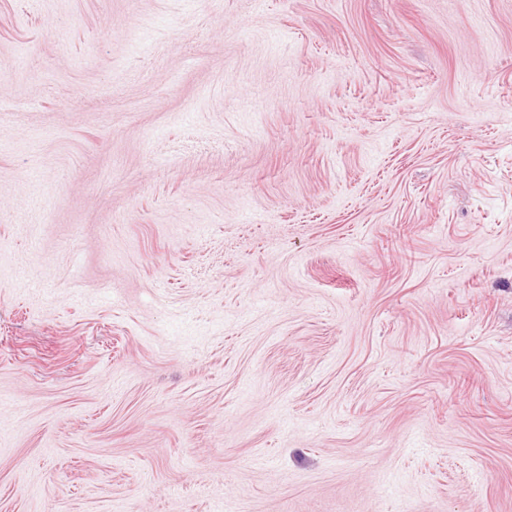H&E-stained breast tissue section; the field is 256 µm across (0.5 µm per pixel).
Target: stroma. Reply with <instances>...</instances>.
<instances>
[{
    "label": "stroma",
    "instance_id": "stroma-1",
    "mask_svg": "<svg viewBox=\"0 0 512 512\" xmlns=\"http://www.w3.org/2000/svg\"><path fill=\"white\" fill-rule=\"evenodd\" d=\"M0 512H512V0H0Z\"/></svg>",
    "mask_w": 512,
    "mask_h": 512
}]
</instances>
